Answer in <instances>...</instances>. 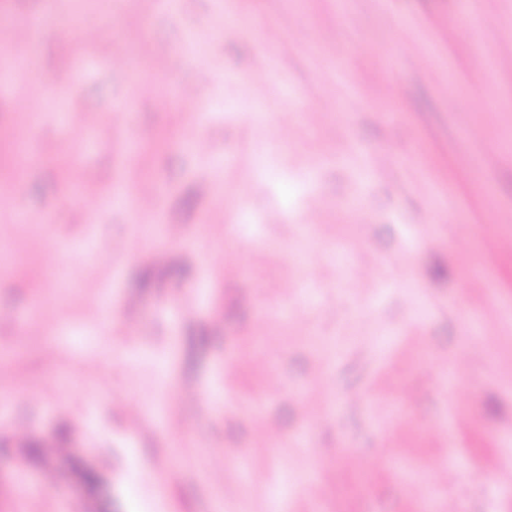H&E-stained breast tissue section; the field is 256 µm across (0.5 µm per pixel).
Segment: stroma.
<instances>
[{"label": "stroma", "mask_w": 512, "mask_h": 512, "mask_svg": "<svg viewBox=\"0 0 512 512\" xmlns=\"http://www.w3.org/2000/svg\"><path fill=\"white\" fill-rule=\"evenodd\" d=\"M236 3L11 0L0 512H512V0ZM42 21L30 19L23 25H0V43L11 56L24 58L41 33Z\"/></svg>", "instance_id": "1"}]
</instances>
